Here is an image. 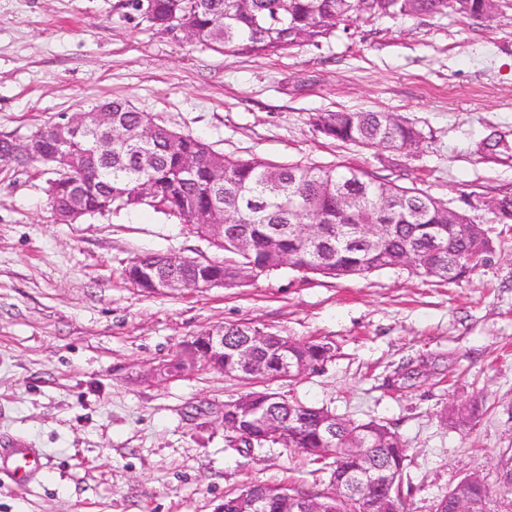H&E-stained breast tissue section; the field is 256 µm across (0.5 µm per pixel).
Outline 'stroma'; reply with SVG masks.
Here are the masks:
<instances>
[{
  "mask_svg": "<svg viewBox=\"0 0 512 512\" xmlns=\"http://www.w3.org/2000/svg\"><path fill=\"white\" fill-rule=\"evenodd\" d=\"M119 0H0V137L122 99L228 155L346 165L416 186L490 226L494 252L448 283L391 269L334 279L284 267L243 287L148 293L124 269L143 253L220 262L176 218L142 206L64 223L47 175L0 172V442L21 438L44 469L0 512H223L255 483L320 491L303 454L227 447L224 403L253 389L217 371L165 379L158 368L202 331L249 324L331 356L279 380L287 399L384 421L409 448L407 512H435L461 478L495 481L512 448V8L490 23L453 15L379 17L273 56L223 54L122 18ZM392 112L427 140L411 154L320 134L312 116ZM426 374L400 390L407 363ZM478 401L457 427L443 415Z\"/></svg>",
  "mask_w": 512,
  "mask_h": 512,
  "instance_id": "1",
  "label": "stroma"
}]
</instances>
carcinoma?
Segmentation results:
<instances>
[{"mask_svg": "<svg viewBox=\"0 0 512 512\" xmlns=\"http://www.w3.org/2000/svg\"><path fill=\"white\" fill-rule=\"evenodd\" d=\"M122 16L147 21L160 32L171 25L187 30L196 43L224 53L274 55L305 44L317 45L350 23L380 16H421L450 13L474 21L480 0H121ZM100 107L112 110V122L127 129L129 140L109 142L90 132L69 144L73 155H87L82 169L65 170L36 155H21L7 165L25 169L51 167L47 193L53 209L65 207L78 188L85 197V215L146 205L172 215L188 233L207 238L208 228L194 221L198 212L216 208L232 218L224 226L222 262L182 260L178 273L203 280L243 285L282 267L335 279L364 278L386 269L409 268L442 281L456 282L474 272L493 252L488 229L469 218L448 223L446 202L427 192L373 179L361 169L304 162H274L240 158L214 150L204 140L159 124L127 101L105 99ZM317 130L328 138L364 148L409 154L426 141L423 130L390 112H326L313 117ZM145 155V169L133 158ZM150 192L140 196V187ZM496 224L512 223V195L498 199L492 212ZM301 224L334 227V233L312 240L297 229ZM246 241L245 251L239 242ZM167 273L162 255L144 254L124 270L134 286L155 293ZM255 327L224 325V355L201 354L200 370L221 368L230 375L237 348ZM331 347L326 343L297 342L285 336L260 348L267 374L280 378L279 366L289 359L323 364ZM248 414L233 421L230 447L248 451L280 446L301 451L329 474V487L345 485L359 467L379 466L396 475L403 487L408 448L392 428L380 421L334 415L324 407L290 402L270 389L239 396ZM473 403L452 409L455 423L465 426L478 418ZM272 415L281 421V439L264 435L258 418ZM336 416V439L331 445L320 425ZM464 495L475 512H491L489 486L476 480L458 482L439 502L441 512H453L456 496Z\"/></svg>", "mask_w": 512, "mask_h": 512, "instance_id": "cac0c4a2", "label": "carcinoma"}]
</instances>
